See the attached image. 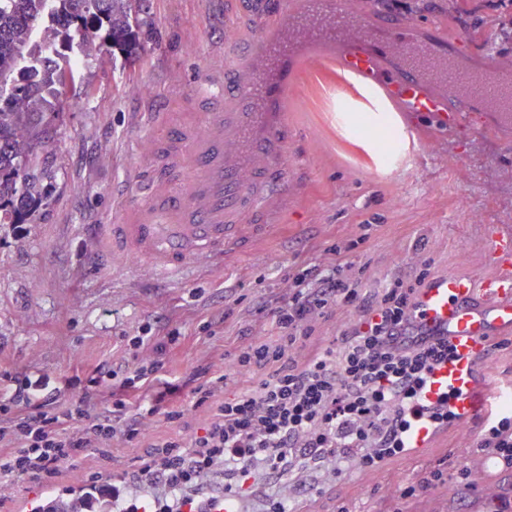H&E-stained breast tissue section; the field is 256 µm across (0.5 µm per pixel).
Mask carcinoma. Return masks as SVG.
Instances as JSON below:
<instances>
[{
    "label": "carcinoma",
    "instance_id": "carcinoma-1",
    "mask_svg": "<svg viewBox=\"0 0 512 512\" xmlns=\"http://www.w3.org/2000/svg\"><path fill=\"white\" fill-rule=\"evenodd\" d=\"M43 0H0V228L36 223L50 205L42 182L51 176L60 89L79 100L66 52L76 39L124 49L135 39L136 7L143 0H53L63 20L52 50L28 52L27 32L41 21Z\"/></svg>",
    "mask_w": 512,
    "mask_h": 512
}]
</instances>
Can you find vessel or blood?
I'll return each mask as SVG.
<instances>
[{"label":"vessel or blood","mask_w":512,"mask_h":512,"mask_svg":"<svg viewBox=\"0 0 512 512\" xmlns=\"http://www.w3.org/2000/svg\"><path fill=\"white\" fill-rule=\"evenodd\" d=\"M234 19L248 31L247 48L231 40L219 49L218 66L194 89L197 110L148 113L153 132L136 146L138 183L104 227L114 256L156 278L180 281L197 265L225 261L287 211L290 115L305 73L328 67L354 79L417 135L430 127L450 135L470 123L466 99L475 94L497 111L483 131H512V83L498 81L497 62L461 69L433 57L416 42L415 24H373L352 0H238ZM488 233L490 276H445L419 297L455 349L430 373L425 401L454 393L463 423L494 417L512 394L482 376L492 336L512 334V228ZM445 438L420 423L406 446L415 455Z\"/></svg>","instance_id":"obj_1"}]
</instances>
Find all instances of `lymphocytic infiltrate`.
<instances>
[{
  "mask_svg": "<svg viewBox=\"0 0 512 512\" xmlns=\"http://www.w3.org/2000/svg\"><path fill=\"white\" fill-rule=\"evenodd\" d=\"M331 253L329 262L290 269L285 298L258 303L257 313L281 342L249 346L233 363L237 371L256 373L257 381L219 402L223 376L197 370L192 406L213 405L209 423L191 442L148 448L111 484L101 473L85 474L83 507L104 497L112 512H207L195 489L215 469L228 476L225 498L237 501L249 494L255 475L272 483L291 467L322 458L370 468L403 454L416 422L440 428L455 421L449 400L436 406L422 400L430 372L453 358L454 347L447 330L419 310L421 279L396 274L380 296L369 298L360 281L345 276L341 248ZM338 307L356 311L357 321L335 346L297 363L311 321ZM180 336L172 328L160 342L142 327L128 346L150 349V356L132 366L105 361L71 377L68 385L80 395L65 407L48 376L1 372L0 490L21 476L54 487L60 469L78 467L86 449L107 457L116 440L139 439L147 418L180 419L184 408L174 401L180 388L162 377L166 350ZM99 392L108 395L105 405L94 399Z\"/></svg>",
  "mask_w": 512,
  "mask_h": 512,
  "instance_id": "f902f5d3",
  "label": "lymphocytic infiltrate"
}]
</instances>
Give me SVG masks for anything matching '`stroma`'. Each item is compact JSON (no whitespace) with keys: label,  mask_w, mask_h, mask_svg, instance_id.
<instances>
[{"label":"stroma","mask_w":512,"mask_h":512,"mask_svg":"<svg viewBox=\"0 0 512 512\" xmlns=\"http://www.w3.org/2000/svg\"><path fill=\"white\" fill-rule=\"evenodd\" d=\"M397 18L441 22L449 35L470 40L475 54L484 52L470 18L452 12L448 0H427L423 13ZM140 19L130 49L105 48L76 67V83L91 95L55 120L51 204L24 234L0 239V370L46 374L61 387L104 361L133 364L127 339L139 327L151 326L157 337L176 327L182 340L168 351V378L182 380L210 364L226 371L229 393L254 380L233 371L238 351L279 340L253 305L283 296L289 269L326 261L331 246L347 249L351 275L374 296L400 272L430 282L492 274L487 228L512 226V141L468 128L431 135L422 145L405 135L384 166L373 142L336 119V108H350L351 91L318 71L301 78L294 105L297 195L266 238L225 265L196 268L185 282L153 280L136 264L113 270L102 226L134 183L136 142L151 134L144 115L189 102L226 35L220 0H146ZM218 316L223 324L204 331L203 322ZM350 318L340 307L315 320L297 360L328 347ZM209 418L206 409L175 422L153 418L138 441L115 443L111 458L84 451L79 468L62 467L56 483L73 486L94 471L111 478L130 469L145 447L190 439ZM484 427L475 420L450 428L446 442L393 469L364 471L327 459L274 485L259 478L242 506L265 512L268 498L278 496L294 499L301 512H485L493 490L512 488V469H501L495 487L486 485L475 450ZM426 467L443 471L446 483L401 500L402 488ZM462 469L471 485L463 499L447 486Z\"/></svg>","instance_id":"stroma-1"}]
</instances>
